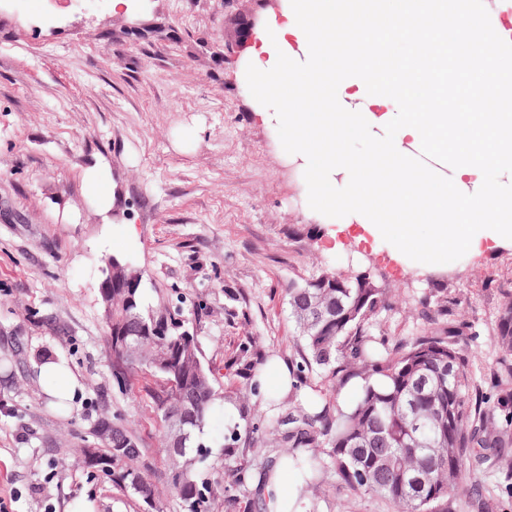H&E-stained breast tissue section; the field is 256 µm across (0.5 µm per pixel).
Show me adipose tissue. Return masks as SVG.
<instances>
[{
  "label": "adipose tissue",
  "mask_w": 512,
  "mask_h": 512,
  "mask_svg": "<svg viewBox=\"0 0 512 512\" xmlns=\"http://www.w3.org/2000/svg\"><path fill=\"white\" fill-rule=\"evenodd\" d=\"M447 6L282 0L242 52L252 116L288 129L279 150L304 173L311 214L406 271L512 249V112L449 111V73L483 96L497 63L487 40L449 38ZM413 97L428 111H408ZM302 486L282 456L260 494L269 512H305Z\"/></svg>",
  "instance_id": "obj_1"
}]
</instances>
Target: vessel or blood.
Wrapping results in <instances>:
<instances>
[{"label":"vessel or blood","instance_id":"1","mask_svg":"<svg viewBox=\"0 0 512 512\" xmlns=\"http://www.w3.org/2000/svg\"><path fill=\"white\" fill-rule=\"evenodd\" d=\"M448 30L466 27L488 38L498 62V80L512 83V0H448Z\"/></svg>","mask_w":512,"mask_h":512}]
</instances>
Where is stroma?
<instances>
[{"label": "stroma", "instance_id": "35a3bbf8", "mask_svg": "<svg viewBox=\"0 0 512 512\" xmlns=\"http://www.w3.org/2000/svg\"><path fill=\"white\" fill-rule=\"evenodd\" d=\"M266 0H0V512H143L88 469L79 450L101 416L136 413L156 446L162 424L145 393L112 387L99 285L107 258L143 273L146 304H165L197 332L217 391L244 388L224 356L256 336L276 359L299 358L289 288L323 270L370 271L387 289L389 339L420 328V297L447 296L457 343L477 351L483 392L500 353L493 341L512 250L463 259L447 274L394 270L374 247L328 250L306 181L281 157L283 129L256 122L228 43ZM108 166L119 193L110 216L85 194L83 172ZM245 319L224 318L229 295ZM75 374L67 412L47 399L42 352ZM497 512H512V458L471 463ZM328 475L311 512H388L378 498H344Z\"/></svg>", "mask_w": 512, "mask_h": 512}]
</instances>
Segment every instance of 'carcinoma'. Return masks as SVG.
<instances>
[{"label":"carcinoma","mask_w":512,"mask_h":512,"mask_svg":"<svg viewBox=\"0 0 512 512\" xmlns=\"http://www.w3.org/2000/svg\"><path fill=\"white\" fill-rule=\"evenodd\" d=\"M112 338L132 351L112 355V380L119 391L141 387L153 400L157 416L171 428L183 424L181 447H170L169 434L159 446L145 445L135 415L116 412L98 420L110 424L112 447L99 449L88 465L112 464L106 477L122 492L160 512L156 479L184 506L185 512H211L218 499L231 509L250 492L253 473L265 482L270 471L253 458L257 448H284L300 472L303 493L317 490L334 474L353 495L375 496L393 512H449L457 495L470 500L473 512H492L494 498L471 481L467 461L506 458L512 448V294L500 312L494 339L501 354L494 374L497 399L489 404L470 375L472 355L457 347L464 323L448 322V301H417L423 320L419 335L395 342L373 333L377 317L387 310L385 289L366 285L351 274L330 270L288 289V305L303 345L300 360L288 361L294 384L288 412L268 418L239 392L224 396L238 405L245 422L224 425V469L204 474L202 445L187 456L194 434L204 431L214 410L215 374L206 364L197 334L171 314L143 304L139 288H114ZM164 336L166 347L156 341ZM267 362L264 347L252 337L240 344L224 366L250 381ZM324 378V396L341 392L352 378L365 381L355 404L331 411L330 402L314 396L297 401L309 375ZM500 416L504 427L493 423ZM297 448H324L299 455Z\"/></svg>","instance_id":"cac0c4a2"}]
</instances>
